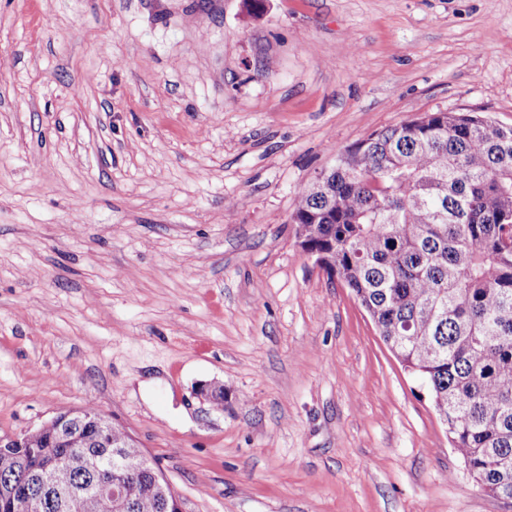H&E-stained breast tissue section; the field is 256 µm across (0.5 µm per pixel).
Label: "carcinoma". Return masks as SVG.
<instances>
[{"label": "carcinoma", "mask_w": 512, "mask_h": 512, "mask_svg": "<svg viewBox=\"0 0 512 512\" xmlns=\"http://www.w3.org/2000/svg\"><path fill=\"white\" fill-rule=\"evenodd\" d=\"M301 247L350 288L409 373L427 385L452 448L485 493L512 497V126L471 112H426L337 152L298 196ZM49 420L37 448L0 447L10 512H71L108 454L83 418ZM81 441L85 453L67 451ZM59 458L52 485L27 469ZM131 500L85 512H161L146 473Z\"/></svg>", "instance_id": "cac0c4a2"}]
</instances>
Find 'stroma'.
<instances>
[{"mask_svg":"<svg viewBox=\"0 0 512 512\" xmlns=\"http://www.w3.org/2000/svg\"><path fill=\"white\" fill-rule=\"evenodd\" d=\"M439 111L512 125V0H0V436L94 406L184 512H512L291 220Z\"/></svg>","mask_w":512,"mask_h":512,"instance_id":"obj_1","label":"stroma"}]
</instances>
